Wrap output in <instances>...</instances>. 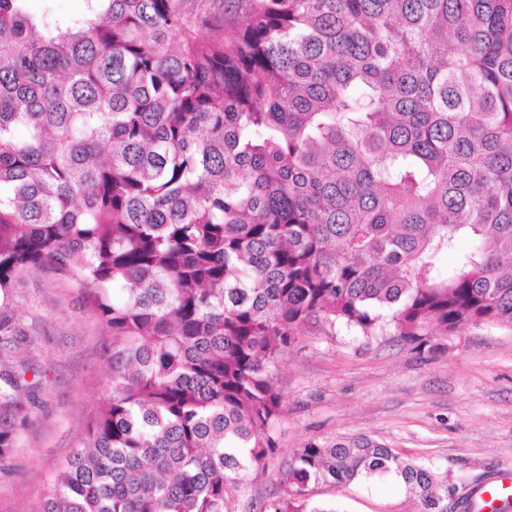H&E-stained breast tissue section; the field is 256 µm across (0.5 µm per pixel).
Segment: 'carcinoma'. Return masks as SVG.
I'll return each instance as SVG.
<instances>
[{
	"label": "carcinoma",
	"mask_w": 512,
	"mask_h": 512,
	"mask_svg": "<svg viewBox=\"0 0 512 512\" xmlns=\"http://www.w3.org/2000/svg\"><path fill=\"white\" fill-rule=\"evenodd\" d=\"M28 2L0 0V299L76 283L110 372L38 512H231L311 320L512 325V0H222L206 36L209 0ZM29 386L0 362V462ZM391 475L448 512V471L366 437L293 452L271 512Z\"/></svg>",
	"instance_id": "obj_1"
}]
</instances>
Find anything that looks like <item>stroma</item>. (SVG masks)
I'll list each match as a JSON object with an SVG mask.
<instances>
[{
    "instance_id": "stroma-1",
    "label": "stroma",
    "mask_w": 512,
    "mask_h": 512,
    "mask_svg": "<svg viewBox=\"0 0 512 512\" xmlns=\"http://www.w3.org/2000/svg\"><path fill=\"white\" fill-rule=\"evenodd\" d=\"M0 315L20 340L11 355L36 382L33 423L0 465V512H35L77 448L108 384V330L76 284L50 273L21 274ZM283 414L277 453L251 471L233 512H267L283 493L280 471L293 451L368 437L407 460L447 469L464 488L450 512H470L482 491L512 474V326L472 325L405 342L306 325L275 369ZM311 498L338 512H420L392 478L316 485Z\"/></svg>"
}]
</instances>
